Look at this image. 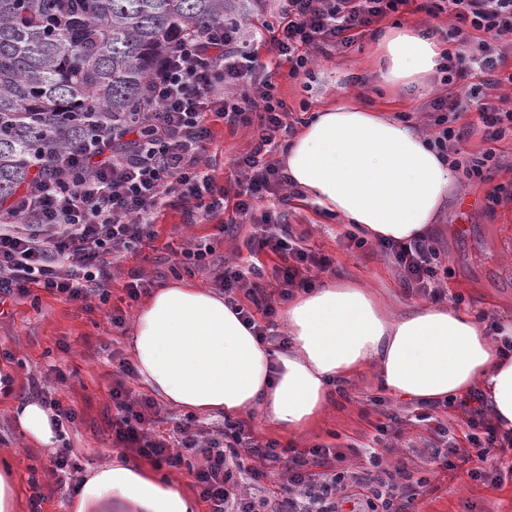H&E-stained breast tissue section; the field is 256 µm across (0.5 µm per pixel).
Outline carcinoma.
<instances>
[{"instance_id": "1", "label": "carcinoma", "mask_w": 512, "mask_h": 512, "mask_svg": "<svg viewBox=\"0 0 512 512\" xmlns=\"http://www.w3.org/2000/svg\"><path fill=\"white\" fill-rule=\"evenodd\" d=\"M239 11V0H0V201L36 163L138 111L176 40Z\"/></svg>"}]
</instances>
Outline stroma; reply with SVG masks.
Listing matches in <instances>:
<instances>
[{
  "instance_id": "stroma-1",
  "label": "stroma",
  "mask_w": 512,
  "mask_h": 512,
  "mask_svg": "<svg viewBox=\"0 0 512 512\" xmlns=\"http://www.w3.org/2000/svg\"><path fill=\"white\" fill-rule=\"evenodd\" d=\"M376 39L375 32H366L351 51L319 58L300 80L277 77V91L295 117L305 120L321 106L353 101L429 132L423 107L431 96L446 94L447 86L435 77L429 95L386 93L371 65ZM459 123L466 130L460 144L464 154L495 151L500 167L487 180L462 178L454 185L433 242L448 269L438 286L444 303H462L485 322L512 320V197L493 206L487 203L495 187L512 185V140H487L474 112L462 114ZM208 124L212 131L206 154L208 169L219 184L235 188L240 177L235 160L248 148L250 133L241 127L229 128L213 116ZM267 212L289 225L311 249L330 257L332 277L361 278L380 294L400 302L407 298L399 273L387 256L341 247L340 241L349 227L340 220L325 217L314 205H284L272 197L255 210V221H262ZM234 218L233 211L225 212L223 219L228 226L221 232L212 224L185 223L181 209L161 208L156 218L157 236L146 248L145 260L130 258L121 262L108 304L95 298L87 304L69 302L43 291L38 300L9 302L0 309V360L14 363L19 396L32 397L37 389L45 388L51 390L53 398L77 411V424L68 435L81 466L100 463L113 448V386L120 382L133 392L144 390L137 377L122 376L117 369L119 360L131 358L130 336L139 304L128 299L125 286L133 276L144 275L158 286L176 280L213 287L212 268L185 270L176 253L177 247L205 240L214 246L215 259L243 266L258 262L269 286H276V256L269 252L251 255L247 241L252 228L235 223ZM116 308L125 318L120 329L109 320ZM379 396L385 399V410L408 421L392 453L383 457V468L391 470L399 459L413 456L425 447L428 431L415 421L416 405L384 396L367 376L345 385L319 424L301 439H290L253 415L247 423L258 440L273 441L282 448L300 451L321 444L344 447L340 469L359 472L368 465L362 446L375 433L377 415L372 401ZM349 439L359 441V449H346L344 443ZM50 454V449L35 448L15 434L10 405L0 400V455L11 456L16 465L18 512H65L64 505L73 494L71 485L45 477L36 482L31 479L33 472L43 469ZM499 458L504 472L501 482L495 484L473 481L465 473H452L438 464L419 461L418 475L426 484L416 500L415 512H512V448L501 452Z\"/></svg>"
}]
</instances>
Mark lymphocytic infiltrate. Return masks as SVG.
<instances>
[{
	"label": "lymphocytic infiltrate",
	"mask_w": 512,
	"mask_h": 512,
	"mask_svg": "<svg viewBox=\"0 0 512 512\" xmlns=\"http://www.w3.org/2000/svg\"><path fill=\"white\" fill-rule=\"evenodd\" d=\"M255 11L270 14L262 30L246 18L214 24L177 41L148 77L142 110L135 120L112 125L86 143L68 150L56 162L37 163L28 184L8 204H0V303L30 298L42 289L68 301L97 296L108 302L117 260L139 255L155 238V214L166 205L183 208L192 224H212L226 208L240 223H252L253 252L270 251L277 292H268L260 276L241 266H224L215 283L229 301L245 298L238 311L261 342L288 343L273 337L266 319L276 304L297 290L313 288L311 270H330L331 261L315 253L286 225L265 220L253 224L258 202L281 195V169L265 156L277 137L290 134L291 112L275 94L267 65L260 63L256 43L272 46L287 63L292 79L306 75L316 56L350 49L357 39L387 16L414 6L430 16L451 12L448 31L453 42L438 69L441 83L452 91L425 107L435 130L433 145L469 179H484L495 166L494 151L467 158L458 147L465 131L462 113L475 111L489 140L512 136V97L494 96L499 70L512 56V0H250ZM480 82H472V74ZM232 127L250 129L254 146L237 159L241 179L229 192L203 169L212 138L208 116ZM392 257L409 292L440 299L437 254L426 241L376 243ZM114 444L156 464L191 471L209 512H411L419 494L407 464H399L385 481L382 501L369 495L370 477L346 479L336 463L341 451L317 445L294 455L275 442L259 443L245 421H225L213 433L194 416L177 422L170 437L154 426L161 412L153 400L124 385L112 390ZM463 437L440 421L441 403H427L418 419L430 422L429 446L446 469L467 463L474 480H497L487 461L499 443L481 394L464 400ZM255 463L245 466L244 456ZM287 463L288 476L272 499L257 500L239 492L242 479L260 481Z\"/></svg>",
	"instance_id": "lymphocytic-infiltrate-1"
}]
</instances>
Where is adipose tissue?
Returning a JSON list of instances; mask_svg holds the SVG:
<instances>
[{
  "label": "adipose tissue",
  "mask_w": 512,
  "mask_h": 512,
  "mask_svg": "<svg viewBox=\"0 0 512 512\" xmlns=\"http://www.w3.org/2000/svg\"><path fill=\"white\" fill-rule=\"evenodd\" d=\"M444 44L412 26L377 43L384 86L424 91ZM293 192L366 239L408 241L436 231L459 173L405 122L354 102L325 105L282 154ZM287 350L259 343L235 305L209 288L172 282L141 305L131 336L142 384L193 415L262 422L296 436L324 415L340 387L364 371L411 402L481 392L502 435L512 437V322L491 331L467 310L416 303L395 310L365 283L329 278L297 294L283 313ZM15 370L0 362V396L11 397L18 433L56 444L52 416L35 399L12 398ZM200 504L155 467L112 451L87 468L68 512H199Z\"/></svg>",
  "instance_id": "1"
}]
</instances>
